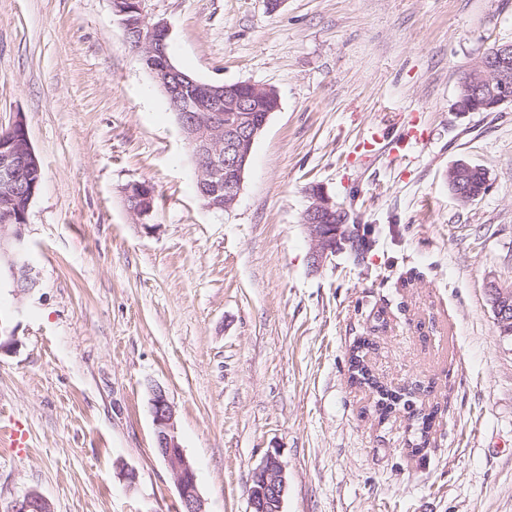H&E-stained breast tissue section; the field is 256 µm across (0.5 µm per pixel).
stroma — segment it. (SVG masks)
<instances>
[{"instance_id":"35a3bbf8","label":"stroma","mask_w":512,"mask_h":512,"mask_svg":"<svg viewBox=\"0 0 512 512\" xmlns=\"http://www.w3.org/2000/svg\"><path fill=\"white\" fill-rule=\"evenodd\" d=\"M169 53L204 82L274 88L233 209L208 210L162 89L112 0H0V130L23 114L42 167L24 240L39 286L0 279V508L180 512L157 455L153 388L176 412L206 512H249L267 453L282 512H512V336L490 290H512V104L456 106L464 73L512 43V0H144ZM427 146L364 158L368 127ZM489 189L460 204L458 160ZM159 196L146 220L129 185ZM321 186L372 239L310 264L301 222ZM432 415L386 421L349 359ZM135 472L128 485L126 472ZM156 189L150 181L136 182L126 190V204L130 213L145 219L153 212L152 198ZM4 512H54L51 502L38 493L14 500Z\"/></svg>"}]
</instances>
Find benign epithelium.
I'll return each mask as SVG.
<instances>
[{
  "instance_id": "benign-epithelium-1",
  "label": "benign epithelium",
  "mask_w": 512,
  "mask_h": 512,
  "mask_svg": "<svg viewBox=\"0 0 512 512\" xmlns=\"http://www.w3.org/2000/svg\"><path fill=\"white\" fill-rule=\"evenodd\" d=\"M143 0H114L113 9L123 27L126 42L140 54L144 67L173 103L183 136L194 161L199 197L212 211H228L236 204L256 138L268 117L254 118L251 100L238 93L237 83L202 82L184 74L172 63L165 39L169 28L144 12ZM496 95L490 108L512 102V44L498 45L480 57L460 83L458 109L482 85ZM472 166L459 163L448 171L451 183L460 188L456 197L464 204L476 196L463 191ZM40 161L31 145L25 118L17 114L11 126L0 133V265L5 268L21 297L38 285L37 273L24 244V226L29 205L41 184ZM155 186L136 182L126 190L130 213L144 219L153 212ZM302 223L310 239V262L321 267L336 247L346 241L352 228L345 223L343 208L322 189L309 192V205ZM496 324L506 328L512 311V293L492 289ZM155 449L167 465L178 490L182 512H206L194 468L177 436L174 406L164 389H153L151 399ZM287 486L285 466L268 455L256 472L250 492V512H281ZM6 512H54L51 502L38 493L14 500Z\"/></svg>"
}]
</instances>
